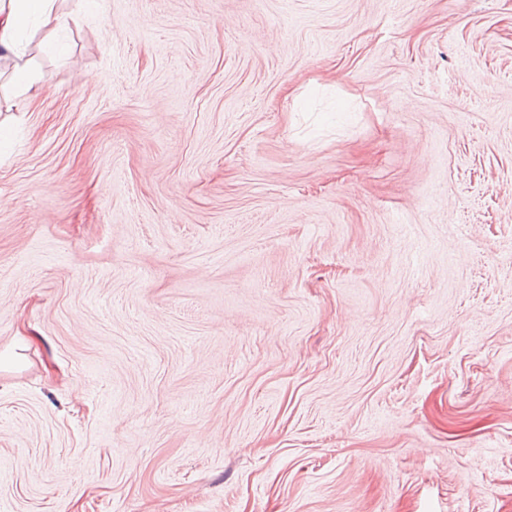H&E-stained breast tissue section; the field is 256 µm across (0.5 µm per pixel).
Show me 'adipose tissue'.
I'll return each mask as SVG.
<instances>
[{
	"label": "adipose tissue",
	"instance_id": "1",
	"mask_svg": "<svg viewBox=\"0 0 512 512\" xmlns=\"http://www.w3.org/2000/svg\"><path fill=\"white\" fill-rule=\"evenodd\" d=\"M39 27L54 31L67 23L57 0H0V59L12 63L13 98L0 100V105L11 106L13 99H33L38 91V76L29 59L25 58L19 43V31L29 20Z\"/></svg>",
	"mask_w": 512,
	"mask_h": 512
}]
</instances>
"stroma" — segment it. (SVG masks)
Instances as JSON below:
<instances>
[{
  "instance_id": "1",
  "label": "stroma",
  "mask_w": 512,
  "mask_h": 512,
  "mask_svg": "<svg viewBox=\"0 0 512 512\" xmlns=\"http://www.w3.org/2000/svg\"><path fill=\"white\" fill-rule=\"evenodd\" d=\"M0 112V512H512V0H63Z\"/></svg>"
}]
</instances>
